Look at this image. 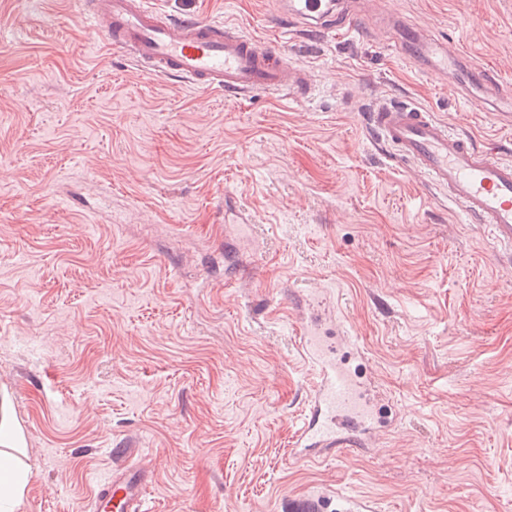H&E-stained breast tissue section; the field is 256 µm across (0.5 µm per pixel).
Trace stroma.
<instances>
[{"mask_svg": "<svg viewBox=\"0 0 512 512\" xmlns=\"http://www.w3.org/2000/svg\"><path fill=\"white\" fill-rule=\"evenodd\" d=\"M150 2L278 42L316 93L152 78L80 0H0V389L30 465L15 512H91L114 448L150 469V512H289L317 490L512 512V263L364 114L411 101L487 147L512 148V122L380 29L292 35L278 0ZM370 2L512 83V0ZM321 288L400 417L298 464L315 371L293 301Z\"/></svg>", "mask_w": 512, "mask_h": 512, "instance_id": "1", "label": "stroma"}]
</instances>
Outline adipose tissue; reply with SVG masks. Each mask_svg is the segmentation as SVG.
<instances>
[{
    "label": "adipose tissue",
    "instance_id": "1",
    "mask_svg": "<svg viewBox=\"0 0 512 512\" xmlns=\"http://www.w3.org/2000/svg\"><path fill=\"white\" fill-rule=\"evenodd\" d=\"M24 448L8 404L0 402V502L18 504L25 493L29 468L21 460Z\"/></svg>",
    "mask_w": 512,
    "mask_h": 512
}]
</instances>
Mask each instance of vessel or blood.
I'll list each match as a JSON object with an SVG mask.
<instances>
[{
    "label": "vessel or blood",
    "instance_id": "obj_1",
    "mask_svg": "<svg viewBox=\"0 0 512 512\" xmlns=\"http://www.w3.org/2000/svg\"><path fill=\"white\" fill-rule=\"evenodd\" d=\"M81 5L112 47L149 76L239 96L263 89L291 102L313 94L307 69L289 63L280 45L261 43L237 24L175 19L150 0H81ZM280 19L303 31L329 33L355 30L361 15L356 0H282ZM379 23L389 32L396 56L422 72L451 78L462 97L484 100L499 115L512 114V87L478 67L463 48H449L446 39L390 9ZM367 127L468 223L479 226L503 257H512L511 158L407 102L377 104L367 114ZM336 315L335 292L323 289L306 298L299 320V351L319 375L309 412L291 441L290 454L299 461L364 447L366 434L375 428L370 385L338 357L340 347L355 346L354 337L341 326L335 340L325 334V324H335ZM150 482L146 467L116 461L96 486L94 512H146Z\"/></svg>",
    "mask_w": 512,
    "mask_h": 512
}]
</instances>
